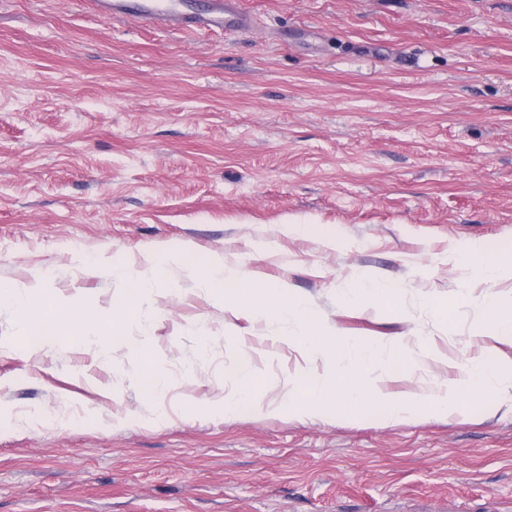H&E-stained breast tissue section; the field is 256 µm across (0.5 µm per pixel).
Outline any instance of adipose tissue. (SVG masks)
Listing matches in <instances>:
<instances>
[{"label": "adipose tissue", "mask_w": 512, "mask_h": 512, "mask_svg": "<svg viewBox=\"0 0 512 512\" xmlns=\"http://www.w3.org/2000/svg\"><path fill=\"white\" fill-rule=\"evenodd\" d=\"M268 301L276 316L296 325L293 342L305 347L311 355L324 357L333 363L338 380L336 395L345 407L357 410L374 401L387 407L388 416L393 422L400 423L410 418L413 400L394 398L384 392L381 386L384 371L398 368L399 360H382L377 342L368 339L358 342L355 361H345L344 351L349 345L348 339L340 334L323 335L305 302L290 296L285 288L270 293ZM4 302L25 309L24 330L28 335L47 339L66 326L82 339L96 333L95 326L88 319L76 317L67 308L57 305L52 312H45L43 308L31 306L20 289L0 283V304ZM509 375H512L511 367L501 365L494 355H486L450 389L428 397L426 403L435 413L449 414L463 397L482 395L493 379Z\"/></svg>", "instance_id": "ef3b65f1"}]
</instances>
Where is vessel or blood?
<instances>
[{
	"label": "vessel or blood",
	"instance_id": "b4317fda",
	"mask_svg": "<svg viewBox=\"0 0 512 512\" xmlns=\"http://www.w3.org/2000/svg\"><path fill=\"white\" fill-rule=\"evenodd\" d=\"M104 17H134L150 26L183 31H206L245 27L249 18L237 0H206L203 9L191 11L181 0H91Z\"/></svg>",
	"mask_w": 512,
	"mask_h": 512
}]
</instances>
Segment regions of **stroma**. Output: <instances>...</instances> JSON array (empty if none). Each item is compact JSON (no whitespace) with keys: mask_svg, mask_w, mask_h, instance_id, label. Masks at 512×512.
Wrapping results in <instances>:
<instances>
[{"mask_svg":"<svg viewBox=\"0 0 512 512\" xmlns=\"http://www.w3.org/2000/svg\"><path fill=\"white\" fill-rule=\"evenodd\" d=\"M242 2L255 26L225 32L0 0V282L98 328L33 351L0 306V512H507L512 395L298 417L289 377L328 362L196 281L220 255L291 288L325 334L404 358L397 398L512 361L480 333L512 279L475 274L512 252V0ZM366 276L399 289L340 299ZM245 361L277 412L218 408Z\"/></svg>","mask_w":512,"mask_h":512,"instance_id":"stroma-1","label":"stroma"}]
</instances>
